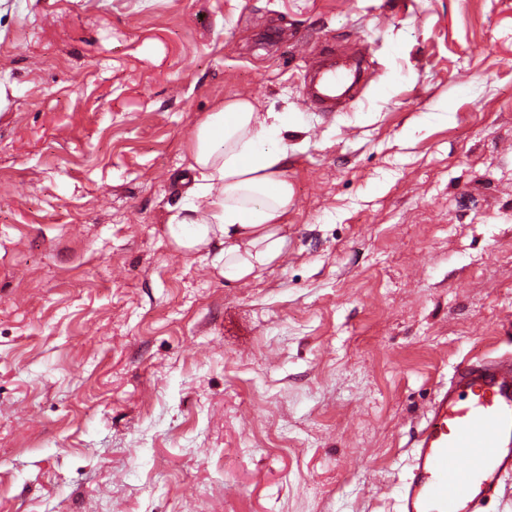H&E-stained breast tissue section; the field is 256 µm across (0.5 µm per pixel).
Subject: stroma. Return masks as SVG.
I'll return each mask as SVG.
<instances>
[{"mask_svg": "<svg viewBox=\"0 0 512 512\" xmlns=\"http://www.w3.org/2000/svg\"><path fill=\"white\" fill-rule=\"evenodd\" d=\"M329 48L370 64L336 112ZM230 97L288 113L294 189L235 283L165 233ZM510 352L512 0H0V512H394ZM359 75L360 60L353 64L349 57L336 56L334 64L320 67L311 79L307 88L308 99L324 112H334L344 102L346 85L350 81L351 85L354 84Z\"/></svg>", "mask_w": 512, "mask_h": 512, "instance_id": "35a3bbf8", "label": "stroma"}]
</instances>
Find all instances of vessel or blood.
Masks as SVG:
<instances>
[{
  "label": "vessel or blood",
  "mask_w": 512,
  "mask_h": 512,
  "mask_svg": "<svg viewBox=\"0 0 512 512\" xmlns=\"http://www.w3.org/2000/svg\"><path fill=\"white\" fill-rule=\"evenodd\" d=\"M359 64L337 57L320 67L307 96L323 111L339 107ZM512 475V361L458 365L438 389L411 446L397 512H480Z\"/></svg>",
  "instance_id": "obj_1"
}]
</instances>
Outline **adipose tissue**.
<instances>
[{"instance_id": "ef3b65f1", "label": "adipose tissue", "mask_w": 512, "mask_h": 512, "mask_svg": "<svg viewBox=\"0 0 512 512\" xmlns=\"http://www.w3.org/2000/svg\"><path fill=\"white\" fill-rule=\"evenodd\" d=\"M287 132V113L257 112L244 97L225 100L195 127L187 149L194 188L166 233L189 253L217 246L212 266L225 281L283 254L282 222L294 200Z\"/></svg>"}]
</instances>
